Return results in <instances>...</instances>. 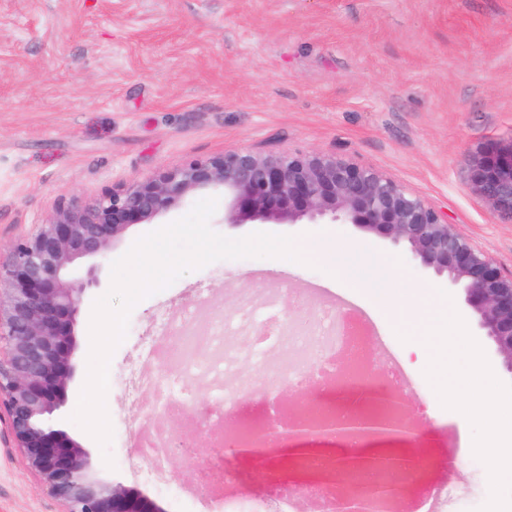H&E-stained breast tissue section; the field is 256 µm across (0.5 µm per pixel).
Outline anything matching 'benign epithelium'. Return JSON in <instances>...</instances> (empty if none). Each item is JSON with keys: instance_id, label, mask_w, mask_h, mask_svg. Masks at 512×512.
Segmentation results:
<instances>
[{"instance_id": "benign-epithelium-1", "label": "benign epithelium", "mask_w": 512, "mask_h": 512, "mask_svg": "<svg viewBox=\"0 0 512 512\" xmlns=\"http://www.w3.org/2000/svg\"><path fill=\"white\" fill-rule=\"evenodd\" d=\"M468 183L474 197L493 212L512 217V142L479 149ZM223 191L232 223L352 224L404 248L426 270L459 288L481 335L494 345L512 374V274L453 230L448 217L394 178L331 154L260 155L239 149L119 184L81 204H62L39 229L19 239L0 267V402L26 466L62 503L63 512H166L141 491L114 485L101 475L90 453L50 424L65 403L72 379L75 327L85 294L97 286V265L78 273L85 258L101 260L111 243L133 225L153 219L198 194ZM350 431L378 439L397 431L411 437L378 408L357 416ZM300 438L309 429L291 419L273 436ZM213 446L266 463L293 457L282 474L288 492L316 484L292 448H238L222 439ZM361 447L331 458L324 476L349 477L383 466L396 475L417 467L418 458L369 454ZM400 486L363 489L355 484L336 496V512H380Z\"/></svg>"}]
</instances>
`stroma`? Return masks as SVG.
<instances>
[{
    "label": "stroma",
    "instance_id": "1",
    "mask_svg": "<svg viewBox=\"0 0 512 512\" xmlns=\"http://www.w3.org/2000/svg\"><path fill=\"white\" fill-rule=\"evenodd\" d=\"M512 140V0H0V260L55 207L89 200L120 183L247 148L261 154L322 152L382 171L423 196L449 224L512 274V222L479 203L465 183L469 154ZM184 204L130 226L111 246L99 285L84 297L76 327L74 377L55 427L85 446L110 481L161 502L166 512H224V496L270 505L282 489L257 459L225 462L209 445L173 457L152 482L130 424L151 401L126 390L143 336L167 316L198 309L200 322L236 308L239 290L277 299L285 317L315 323L340 298L376 321L402 356L434 346V361L404 367L402 397L415 415L434 466L405 491L415 508L426 486L454 487L455 512H512V439L495 419L512 414V375L480 336L461 290L408 261L402 250L351 224H228L239 238L265 232L295 237L304 250L324 240L363 245L396 266L392 300L357 296L326 263L220 260L140 301L109 368L108 450L70 419L87 376L94 301L110 287L112 260L141 236L186 216ZM462 321L477 349L447 351V316ZM476 373L471 400L486 413L469 426L496 458L459 455L458 428L421 416L426 399L458 394L456 376ZM210 402L207 383L177 416L157 419L165 438L195 436ZM14 448L0 413V512H60Z\"/></svg>",
    "mask_w": 512,
    "mask_h": 512
}]
</instances>
